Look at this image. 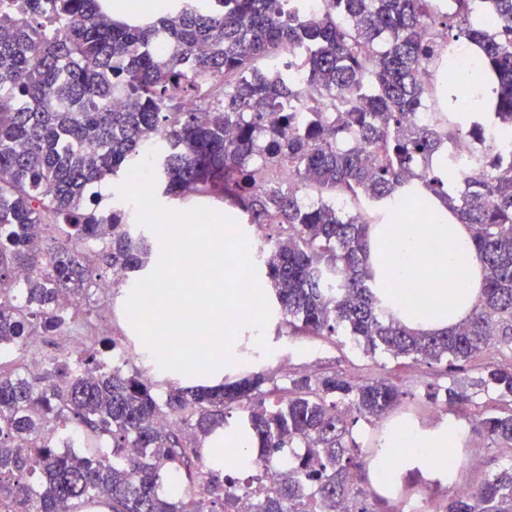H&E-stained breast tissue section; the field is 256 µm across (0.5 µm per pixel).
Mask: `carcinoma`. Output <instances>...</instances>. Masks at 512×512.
<instances>
[{"label":"carcinoma","instance_id":"cac0c4a2","mask_svg":"<svg viewBox=\"0 0 512 512\" xmlns=\"http://www.w3.org/2000/svg\"><path fill=\"white\" fill-rule=\"evenodd\" d=\"M459 41L492 83L489 111L467 119L459 94L448 111L413 120L431 107L433 73ZM276 55L298 58L299 70L255 66ZM468 80V65L450 67L448 86ZM186 98L198 108L184 109ZM155 133L164 196L227 201L238 223L277 228L257 263L288 335L346 336L371 357L447 368L512 348V161L499 146L512 143V0H451L446 9L433 0H326L319 21L301 0H224L222 9L167 0L142 21L110 22L101 0H13L0 12V350L80 317L73 300L97 287L80 247L123 272L114 292L157 267L122 204L83 207L103 200V180L142 161ZM455 148L477 152L471 169L457 164ZM416 182L471 225L485 271L472 316L441 335L402 326L370 285L368 226L385 223L382 203ZM52 229L53 248L31 247ZM19 269L30 275L18 293ZM110 346L83 336L37 377L0 372V512H238L243 495L252 512H404L418 489L433 487L418 473L372 500L358 487L384 438L366 448L354 426L415 398L386 376L268 367L216 387L172 384L160 401L147 368L102 359ZM476 385L501 407L475 426L512 458V362L485 364ZM442 391L449 403L470 402L449 387L429 388L425 400ZM235 413L257 449L256 473L243 483L206 468L203 454ZM72 426L83 433L80 454ZM287 448L303 453L290 464ZM171 475L185 484L177 499L159 494ZM444 512H512V461Z\"/></svg>","mask_w":512,"mask_h":512}]
</instances>
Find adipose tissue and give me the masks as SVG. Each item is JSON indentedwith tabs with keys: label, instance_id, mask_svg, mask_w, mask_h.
Listing matches in <instances>:
<instances>
[{
	"label": "adipose tissue",
	"instance_id": "ef3b65f1",
	"mask_svg": "<svg viewBox=\"0 0 512 512\" xmlns=\"http://www.w3.org/2000/svg\"><path fill=\"white\" fill-rule=\"evenodd\" d=\"M425 200L420 231L403 222L408 202L401 192L388 202L392 220L370 225L372 286L390 314L407 328L443 332L471 316L483 295L484 268L470 226L451 217L445 200L431 194ZM385 437L388 447L404 449L405 454L370 465L368 478L375 487L399 485L417 469L443 485L454 484L459 451L468 442L463 421L449 415L437 426L424 428L393 419L386 424ZM204 454L215 470H223L228 461L246 469L254 450L230 432L207 444Z\"/></svg>",
	"mask_w": 512,
	"mask_h": 512
}]
</instances>
